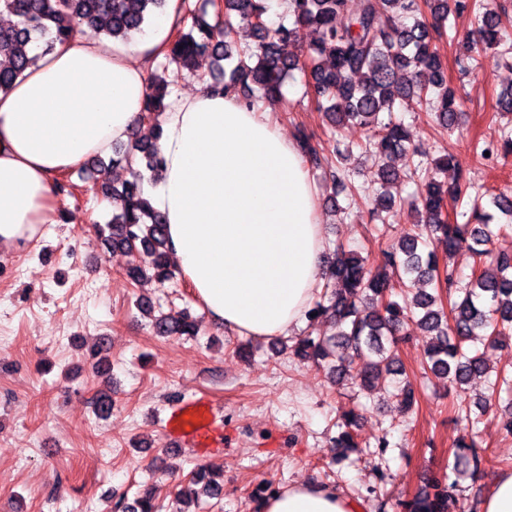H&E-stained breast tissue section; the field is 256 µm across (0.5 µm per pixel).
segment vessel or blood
<instances>
[{"label": "vessel or blood", "mask_w": 512, "mask_h": 512, "mask_svg": "<svg viewBox=\"0 0 512 512\" xmlns=\"http://www.w3.org/2000/svg\"><path fill=\"white\" fill-rule=\"evenodd\" d=\"M164 430L173 450L191 448L205 455L224 445V418L202 397L176 403L166 417Z\"/></svg>", "instance_id": "1"}]
</instances>
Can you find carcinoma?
I'll use <instances>...</instances> for the list:
<instances>
[{"instance_id":"cac0c4a2","label":"carcinoma","mask_w":512,"mask_h":512,"mask_svg":"<svg viewBox=\"0 0 512 512\" xmlns=\"http://www.w3.org/2000/svg\"><path fill=\"white\" fill-rule=\"evenodd\" d=\"M290 4L289 23L265 26L255 19L265 17L266 0H224V12L213 21L204 6L186 9L165 52L162 72L150 78L151 92L142 110L145 121L154 120L166 108L174 82L186 71L204 90L233 93L252 107L260 100L279 99L286 79L299 70L308 77L317 109L330 125L339 129L351 122L367 127L365 148L382 161L413 150L404 125L392 119L396 103L433 106L434 118L444 128L458 123L461 113L455 98L448 95L447 68L433 46V35L448 21V0H424L429 20L418 0H361L355 12L348 11L347 0H290ZM165 7L166 0H0V13L16 18L12 25L0 27V93L8 92L34 64L32 46L46 55L84 27L128 43L144 33ZM455 9L474 14L475 50L496 49L504 43L500 13L482 12L480 4L471 0H455ZM398 16H411L413 22L398 27ZM242 24L256 38L255 46L248 49L238 46ZM306 31L313 32L314 39L305 45L304 58L281 53V45L301 40ZM203 55L210 56L228 78L199 70L198 58ZM297 144L310 165L318 164L305 132L298 133ZM115 155L112 162L125 164L130 178L118 186H101L112 213L99 234L108 246L142 257L127 270L131 281L153 277L162 282L171 275L166 223L145 197L143 171L159 172L163 160L156 142L137 138ZM425 179L427 192L414 205L415 212L424 215L419 220L424 232L409 231L381 251L390 272L372 271L366 258L342 247L328 257L323 299L307 315L326 319L335 333L299 338L296 355L318 365L333 357L336 364L329 369L338 375L351 373L364 389L384 372L398 375L395 396L409 408L414 391L406 371L397 367L396 335L417 313L415 325L431 336L426 367L435 378L460 388L474 377L491 376V395L509 394L512 372L506 367L490 370L483 353L469 344L495 346L501 337L512 335V251L495 248V239L512 235V196L499 193L489 200V206L507 217L504 224L491 223V215L477 199L466 221L452 222L443 210L442 193L467 195L462 172L444 154L433 160ZM425 233L447 255L464 248L474 258L469 281L462 295L450 302L448 312L440 304L441 295L425 287L449 293L455 286L454 274L440 264L437 251L428 249ZM398 288L410 296L403 305L392 299ZM152 327L160 336L197 335L196 324L186 317L160 315L152 320ZM353 419L354 412L343 414L344 430L336 437L337 446L357 447L349 431ZM487 462L485 451L473 443L468 451L454 454L448 470L474 475ZM453 487L434 477L429 491L399 505L402 512H448ZM223 489V472L202 465L180 482L176 496L183 503H195L202 495L217 499ZM113 509L156 512L155 493L148 489L132 499L122 495Z\"/></svg>"}]
</instances>
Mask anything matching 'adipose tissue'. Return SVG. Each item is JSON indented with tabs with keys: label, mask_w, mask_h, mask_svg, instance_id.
<instances>
[{
	"label": "adipose tissue",
	"mask_w": 512,
	"mask_h": 512,
	"mask_svg": "<svg viewBox=\"0 0 512 512\" xmlns=\"http://www.w3.org/2000/svg\"><path fill=\"white\" fill-rule=\"evenodd\" d=\"M180 0L132 48L74 35L0 93V246L32 240L60 207L54 178L127 139ZM163 159L149 200L170 254L212 319L274 340L303 325L322 282L317 195L297 145L235 95L175 93L157 118ZM262 512H363L337 489L297 482Z\"/></svg>",
	"instance_id": "obj_1"
}]
</instances>
